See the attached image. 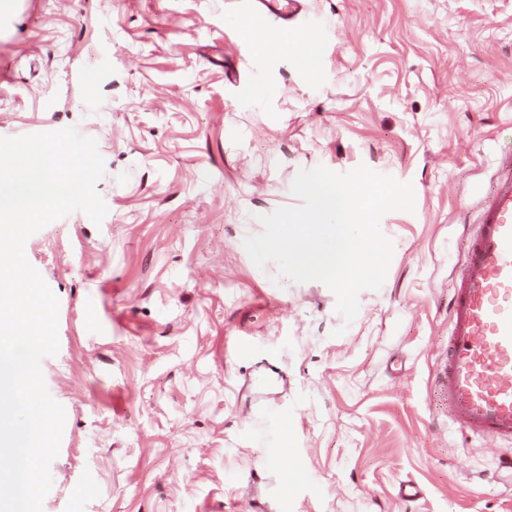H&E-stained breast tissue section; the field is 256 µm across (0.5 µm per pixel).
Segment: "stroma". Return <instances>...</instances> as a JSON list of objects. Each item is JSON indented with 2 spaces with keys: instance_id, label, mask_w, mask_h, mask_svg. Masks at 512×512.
Returning a JSON list of instances; mask_svg holds the SVG:
<instances>
[{
  "instance_id": "1",
  "label": "stroma",
  "mask_w": 512,
  "mask_h": 512,
  "mask_svg": "<svg viewBox=\"0 0 512 512\" xmlns=\"http://www.w3.org/2000/svg\"><path fill=\"white\" fill-rule=\"evenodd\" d=\"M299 3L282 27L255 0H0V137L74 127L105 163L102 222L25 243L59 301L43 512H512L500 453L436 383L512 144V0ZM361 164L412 183L415 210L382 218L393 259L348 325L244 240L299 205L300 170Z\"/></svg>"
}]
</instances>
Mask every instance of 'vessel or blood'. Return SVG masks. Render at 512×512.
Instances as JSON below:
<instances>
[{"instance_id": "b4317fda", "label": "vessel or blood", "mask_w": 512, "mask_h": 512, "mask_svg": "<svg viewBox=\"0 0 512 512\" xmlns=\"http://www.w3.org/2000/svg\"><path fill=\"white\" fill-rule=\"evenodd\" d=\"M297 0H258L257 15L291 20ZM439 390L453 426L494 446L512 440V149L497 157L448 304Z\"/></svg>"}]
</instances>
